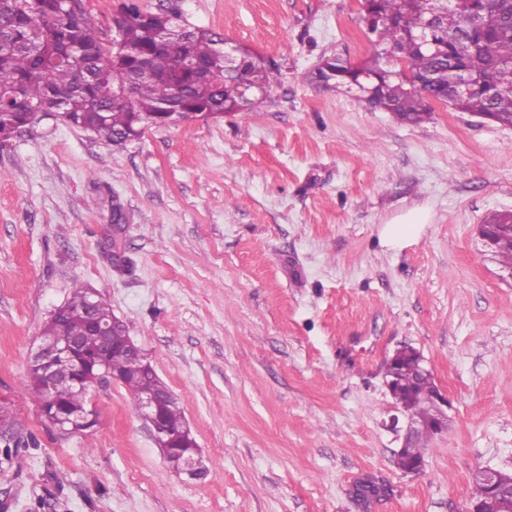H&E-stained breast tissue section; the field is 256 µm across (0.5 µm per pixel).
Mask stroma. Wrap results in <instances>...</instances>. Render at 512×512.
I'll return each instance as SVG.
<instances>
[{"instance_id": "obj_1", "label": "stroma", "mask_w": 512, "mask_h": 512, "mask_svg": "<svg viewBox=\"0 0 512 512\" xmlns=\"http://www.w3.org/2000/svg\"><path fill=\"white\" fill-rule=\"evenodd\" d=\"M139 4L270 81L244 110L121 148L52 118L0 144V404L41 442L0 468V512H466L476 470L512 473V275L477 233L512 212V127L438 101L404 123L311 83L322 58L368 56L358 0ZM412 209L418 237L383 246ZM76 282L177 398L201 476L170 467L109 378L93 428L46 427L22 381ZM405 346L449 401L417 476L395 464L407 417L385 385ZM367 479L385 492L364 504ZM428 223V215L423 210H412L385 224L380 232V238L390 248L403 247L412 237L417 235Z\"/></svg>"}]
</instances>
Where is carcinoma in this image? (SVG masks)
<instances>
[{
  "label": "carcinoma",
  "instance_id": "cac0c4a2",
  "mask_svg": "<svg viewBox=\"0 0 512 512\" xmlns=\"http://www.w3.org/2000/svg\"><path fill=\"white\" fill-rule=\"evenodd\" d=\"M367 2L362 17L373 26L371 33L383 52L357 65L338 56L325 58L310 73L311 82L325 89L342 88L373 109L418 124L431 108L411 80L423 79L434 100L512 126L509 0H456L441 17L440 33L434 37L437 45L430 47L413 40L423 17L422 0ZM119 13L122 45L114 54L88 19L84 0H0V142L45 117L64 113L71 125L120 147L133 130L167 125L170 112L218 117L249 103L244 77L260 79L255 63L227 64L213 34L184 28L179 16L168 10L147 12L138 0H125ZM188 61L199 63L202 70H185L183 63ZM455 79L469 80L472 90L458 98L448 96V85ZM119 87L128 89L129 98L112 94ZM493 255L512 269V233L505 228L495 237ZM89 293L83 285L74 286L62 304L63 315L49 317L41 338L75 337L83 353H98L102 338L84 315ZM94 318L109 329L108 365L132 392L135 406L165 396V384L145 360L125 349L128 328L107 303H97ZM397 363L396 404L414 419L431 420L433 389L419 383L414 350L402 351ZM25 386L53 427L58 414L77 417L89 408L83 390L56 395L47 391L32 361ZM162 413L172 429L173 446L193 447L196 440L178 402L164 403ZM1 422L9 426L10 436L0 435V467L12 462L13 449L39 447L36 436L24 431L0 405ZM427 441L423 431L413 438L410 447L396 455L398 468L404 471L412 461L423 462Z\"/></svg>",
  "mask_w": 512,
  "mask_h": 512
}]
</instances>
